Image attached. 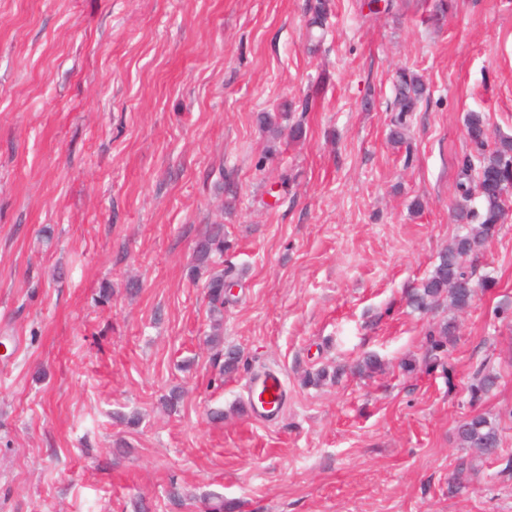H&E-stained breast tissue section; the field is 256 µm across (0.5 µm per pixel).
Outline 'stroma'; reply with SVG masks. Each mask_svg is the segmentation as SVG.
Instances as JSON below:
<instances>
[{
	"label": "stroma",
	"mask_w": 512,
	"mask_h": 512,
	"mask_svg": "<svg viewBox=\"0 0 512 512\" xmlns=\"http://www.w3.org/2000/svg\"><path fill=\"white\" fill-rule=\"evenodd\" d=\"M403 69L429 94L398 143ZM470 112L512 137V0H0V512H512V214L468 309L406 305L458 232ZM208 224L224 376L189 277ZM440 320L448 373L424 361ZM266 370L271 423L246 387ZM476 413L499 459L460 447ZM208 314L212 323V332L206 338L207 344L215 349V360L220 361L223 358L221 372L232 373L238 367L240 354L237 350L220 348L223 343L222 338V319L224 315V273L213 272L205 283ZM498 376L489 366V362L481 363L472 373L468 385L469 401L472 405L480 401L482 397L495 386ZM250 388V406L253 417L266 421L277 418L282 411V396L285 393L281 375L275 371H265L251 381ZM265 393H269L268 400L264 398Z\"/></svg>",
	"instance_id": "obj_1"
}]
</instances>
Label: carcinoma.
I'll list each match as a JSON object with an SVG mask.
<instances>
[{
    "mask_svg": "<svg viewBox=\"0 0 512 512\" xmlns=\"http://www.w3.org/2000/svg\"><path fill=\"white\" fill-rule=\"evenodd\" d=\"M426 93L419 77L402 72L396 84L398 116L392 133L396 142L404 138L408 113ZM466 134L476 155L464 158L457 183L460 198L458 217L464 221L461 233L438 255L432 271L407 296L408 305L427 314L442 305L462 311L468 308L475 292L466 287L473 280V272L467 270L463 258L476 255L499 231V224L506 210L512 207V138L501 136L495 147L489 146L487 122L480 112H470L465 120ZM479 198L483 210L475 211L468 202ZM224 253V225L209 224L196 241L192 275L209 274L205 283L208 314L212 332L207 344L215 349V360L222 361L221 372L235 371L240 354L234 349H221L222 319L224 315V272H210L214 257ZM455 326L446 320L435 324L427 334L426 360L430 364L444 365L448 345L454 342ZM498 376L488 362L481 363L472 373L468 385L470 403L474 404L495 386ZM457 441L463 448L471 449L479 457H490V449L500 446L497 423L483 414H475L457 427Z\"/></svg>",
    "mask_w": 512,
    "mask_h": 512,
    "instance_id": "cac0c4a2",
    "label": "carcinoma"
}]
</instances>
